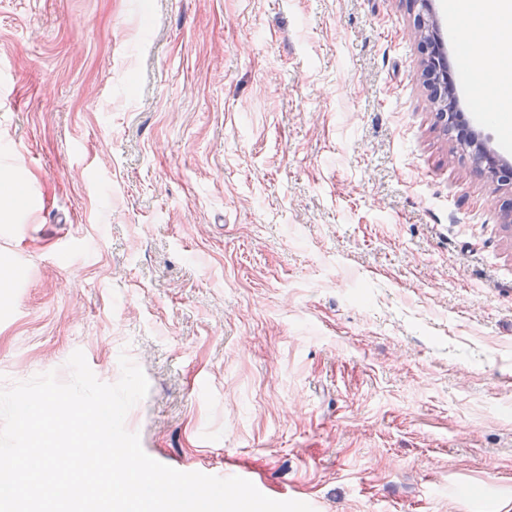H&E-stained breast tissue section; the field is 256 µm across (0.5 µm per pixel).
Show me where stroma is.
I'll list each match as a JSON object with an SVG mask.
<instances>
[{"instance_id":"35a3bbf8","label":"stroma","mask_w":512,"mask_h":512,"mask_svg":"<svg viewBox=\"0 0 512 512\" xmlns=\"http://www.w3.org/2000/svg\"><path fill=\"white\" fill-rule=\"evenodd\" d=\"M409 0H0V388L120 352L125 426L319 512H512V182ZM430 40L432 42V52L428 59L425 60L423 68V76L427 88L430 90V98L433 97L435 102L438 103L442 100L444 106L448 105V73L446 69L440 67V60L444 53V44L439 36L438 27L432 19L430 27ZM432 70L437 76V80H433L434 76H428V72L424 74L425 70ZM443 90V96L441 93Z\"/></svg>"}]
</instances>
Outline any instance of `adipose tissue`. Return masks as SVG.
Returning a JSON list of instances; mask_svg holds the SVG:
<instances>
[{
    "label": "adipose tissue",
    "instance_id": "1",
    "mask_svg": "<svg viewBox=\"0 0 512 512\" xmlns=\"http://www.w3.org/2000/svg\"><path fill=\"white\" fill-rule=\"evenodd\" d=\"M487 13L496 16L499 27L511 26L512 0H448L450 29H457L461 15L472 17L461 41L465 57L478 65L484 75L496 79L500 76L504 58L500 47L488 38L491 28L483 20Z\"/></svg>",
    "mask_w": 512,
    "mask_h": 512
}]
</instances>
